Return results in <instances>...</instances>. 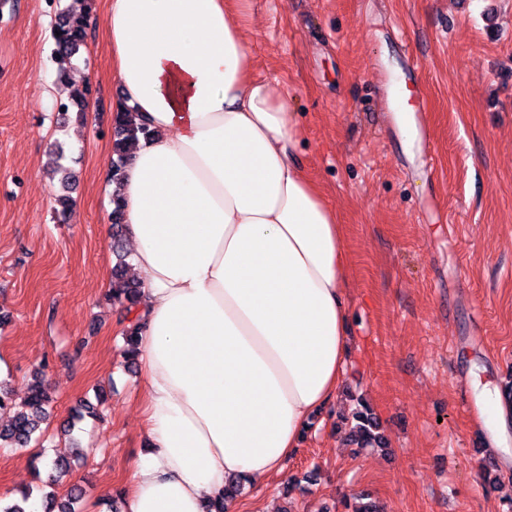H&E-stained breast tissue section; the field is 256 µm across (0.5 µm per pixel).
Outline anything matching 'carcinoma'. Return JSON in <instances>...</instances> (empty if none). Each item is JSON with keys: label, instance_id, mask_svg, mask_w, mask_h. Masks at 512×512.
Masks as SVG:
<instances>
[{"label": "carcinoma", "instance_id": "cac0c4a2", "mask_svg": "<svg viewBox=\"0 0 512 512\" xmlns=\"http://www.w3.org/2000/svg\"><path fill=\"white\" fill-rule=\"evenodd\" d=\"M96 10V0H84V9L75 13L65 7L58 11L52 31L59 35H51L53 40L52 55L59 64L56 74V85L60 98L67 100L65 110L59 112L61 121L69 119V113H77L82 117L86 104L90 98L93 87L89 79L79 82L72 77L75 62L79 61L87 48V36L89 20ZM112 253L116 262L112 267L113 284L110 299L121 314L129 316L137 306L140 297V287L136 283L124 280L126 256L123 249L124 212L122 206L121 187L124 177V169L128 156V147L131 143L140 139L149 140L154 131L142 122H136L128 112H118L112 118ZM57 156L53 175L58 177L60 193L56 196L57 217L64 218L69 210L72 197L74 174L64 166L66 160L61 145H56ZM50 396L44 384L43 373L34 376V383L25 401L20 405L11 404L9 393L0 388V408L13 405L15 415L10 423L0 426V447L26 448L33 441V436L41 431V425L47 419V406ZM351 433L357 438L358 444L368 446L381 441L375 434L377 430L376 418L372 410L363 402H357L350 416ZM83 490L73 484L63 495L49 494L46 496V509L48 512H78V503L81 501Z\"/></svg>", "mask_w": 512, "mask_h": 512}]
</instances>
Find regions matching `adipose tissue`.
I'll use <instances>...</instances> for the list:
<instances>
[{
	"instance_id": "ef3b65f1",
	"label": "adipose tissue",
	"mask_w": 512,
	"mask_h": 512,
	"mask_svg": "<svg viewBox=\"0 0 512 512\" xmlns=\"http://www.w3.org/2000/svg\"><path fill=\"white\" fill-rule=\"evenodd\" d=\"M247 7L107 0L117 107L154 132L122 187L149 443L122 512H205L282 472L349 351L342 229L287 91L253 73Z\"/></svg>"
}]
</instances>
